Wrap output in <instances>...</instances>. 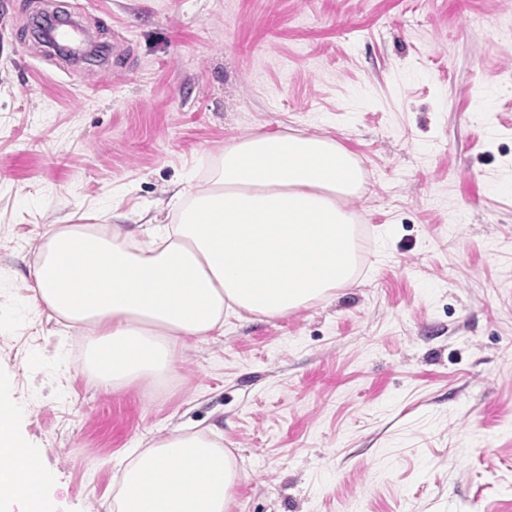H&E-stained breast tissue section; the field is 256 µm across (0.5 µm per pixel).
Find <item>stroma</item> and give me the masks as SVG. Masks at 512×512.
<instances>
[{
    "mask_svg": "<svg viewBox=\"0 0 512 512\" xmlns=\"http://www.w3.org/2000/svg\"><path fill=\"white\" fill-rule=\"evenodd\" d=\"M74 1L0 0V306L49 225L176 223L231 139L324 133L370 174L354 284L225 316L163 382L106 390L42 314L0 335L74 512L175 428L223 432L234 512H512V0H78L107 52L73 65L32 22Z\"/></svg>",
    "mask_w": 512,
    "mask_h": 512,
    "instance_id": "obj_1",
    "label": "stroma"
}]
</instances>
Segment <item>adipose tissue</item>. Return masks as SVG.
<instances>
[{"mask_svg":"<svg viewBox=\"0 0 512 512\" xmlns=\"http://www.w3.org/2000/svg\"><path fill=\"white\" fill-rule=\"evenodd\" d=\"M368 182L327 135L254 134L224 147L210 178L178 188L179 222L138 216L126 227L53 224L18 307L83 330V367L118 391L172 375L195 342L224 333V313L281 318L354 281L355 224L346 204ZM15 372L0 367V512H69L45 452L27 438ZM240 479L215 432L174 429L126 459L110 512H231Z\"/></svg>","mask_w":512,"mask_h":512,"instance_id":"obj_1","label":"adipose tissue"}]
</instances>
